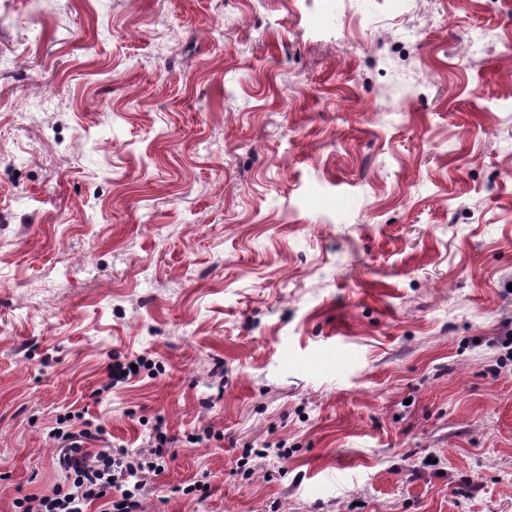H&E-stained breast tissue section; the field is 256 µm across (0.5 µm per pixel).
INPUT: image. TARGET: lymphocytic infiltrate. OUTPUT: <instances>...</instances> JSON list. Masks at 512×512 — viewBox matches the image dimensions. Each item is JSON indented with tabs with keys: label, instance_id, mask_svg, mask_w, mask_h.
<instances>
[{
	"label": "lymphocytic infiltrate",
	"instance_id": "1",
	"mask_svg": "<svg viewBox=\"0 0 512 512\" xmlns=\"http://www.w3.org/2000/svg\"><path fill=\"white\" fill-rule=\"evenodd\" d=\"M102 430L83 420L80 432H72L59 420L50 438L59 444L54 459L60 482L47 495H28L16 501L18 512H140L146 483L144 473L157 471L158 463L134 456L126 448H105L97 453L83 450V440H95Z\"/></svg>",
	"mask_w": 512,
	"mask_h": 512
}]
</instances>
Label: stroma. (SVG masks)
Wrapping results in <instances>:
<instances>
[{"instance_id":"stroma-1","label":"stroma","mask_w":512,"mask_h":512,"mask_svg":"<svg viewBox=\"0 0 512 512\" xmlns=\"http://www.w3.org/2000/svg\"><path fill=\"white\" fill-rule=\"evenodd\" d=\"M510 329L512 0H0V512H512ZM137 365V372H134L131 365ZM152 364L145 358H137L128 362L115 361L109 366L110 382L109 386H114L120 381H125L130 376H137L142 370L151 371ZM79 420L83 428L74 433L67 423ZM49 437L62 445L54 459L60 483L47 495H28L15 502L17 512H87L106 499L99 512H140L146 482L143 474L157 472L155 461L134 456L127 448H105L95 454L82 449L83 440H98L99 425L81 414L57 422ZM112 489L120 498L112 499Z\"/></svg>"}]
</instances>
